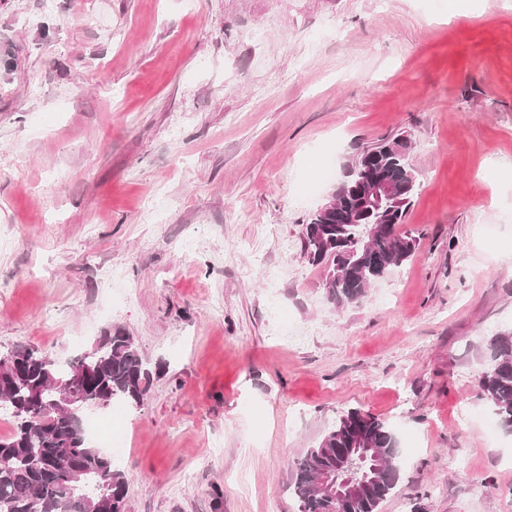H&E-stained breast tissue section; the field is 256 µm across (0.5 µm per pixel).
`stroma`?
Wrapping results in <instances>:
<instances>
[{"label": "stroma", "instance_id": "obj_1", "mask_svg": "<svg viewBox=\"0 0 512 512\" xmlns=\"http://www.w3.org/2000/svg\"><path fill=\"white\" fill-rule=\"evenodd\" d=\"M398 136L417 248L334 306L303 226ZM0 233L1 351L120 326L150 364L125 512H298L350 408L414 452L380 512H512L477 389L512 327V0H0Z\"/></svg>", "mask_w": 512, "mask_h": 512}]
</instances>
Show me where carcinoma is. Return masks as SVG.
I'll return each mask as SVG.
<instances>
[{"label": "carcinoma", "mask_w": 512, "mask_h": 512, "mask_svg": "<svg viewBox=\"0 0 512 512\" xmlns=\"http://www.w3.org/2000/svg\"><path fill=\"white\" fill-rule=\"evenodd\" d=\"M401 187L377 209L359 206L350 191L365 168ZM417 191V174L404 138L385 139L360 151L338 182L332 209L315 210L304 227V251L325 269L328 301L357 304L369 287L405 263L416 238L397 229ZM89 349L61 364L30 347H16L0 361V408L12 419L10 434L0 436V512H124L127 473L94 447L82 420L83 406H60L67 394L83 393L100 408L117 401L139 407L153 374L135 339L121 327H107ZM491 363L478 381L480 396L491 403L503 427L512 428V330L489 341ZM81 369L83 377H74ZM372 449L385 476L347 499L343 512H378L396 489L399 475L395 431L358 408L346 410L317 444L294 460L293 490L299 512H336V500L319 487V477L336 470L337 449L354 439Z\"/></svg>", "instance_id": "1"}]
</instances>
